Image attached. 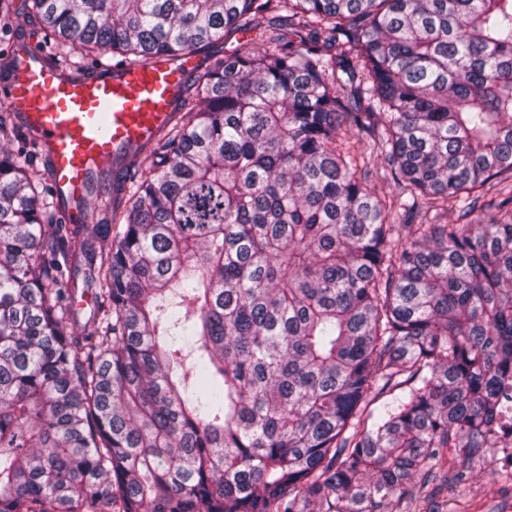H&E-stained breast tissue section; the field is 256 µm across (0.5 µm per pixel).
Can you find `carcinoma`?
<instances>
[{"label": "carcinoma", "mask_w": 512, "mask_h": 512, "mask_svg": "<svg viewBox=\"0 0 512 512\" xmlns=\"http://www.w3.org/2000/svg\"><path fill=\"white\" fill-rule=\"evenodd\" d=\"M0 12L70 77L267 33L113 159L126 196L87 183L95 224L0 113V512H395L512 463V0Z\"/></svg>", "instance_id": "obj_1"}]
</instances>
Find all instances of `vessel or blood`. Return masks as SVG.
<instances>
[{
  "mask_svg": "<svg viewBox=\"0 0 512 512\" xmlns=\"http://www.w3.org/2000/svg\"><path fill=\"white\" fill-rule=\"evenodd\" d=\"M14 52L20 65L0 88V99L44 145L50 184L64 203L63 221L75 223L90 172L120 148L152 139L171 116L183 71L156 60L66 80L46 65L36 39Z\"/></svg>",
  "mask_w": 512,
  "mask_h": 512,
  "instance_id": "vessel-or-blood-1",
  "label": "vessel or blood"
}]
</instances>
